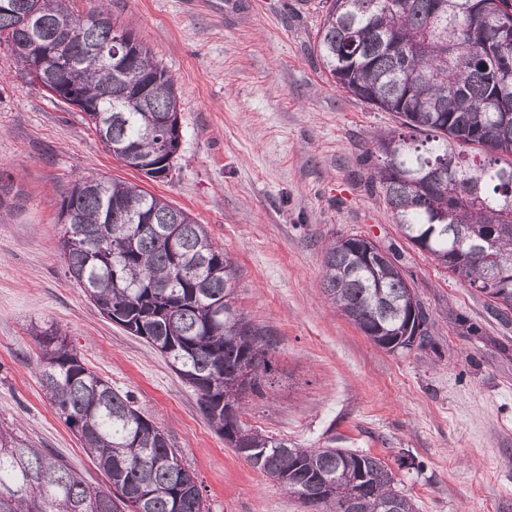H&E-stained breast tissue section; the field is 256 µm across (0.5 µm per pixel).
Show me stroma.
<instances>
[{"instance_id": "stroma-1", "label": "stroma", "mask_w": 512, "mask_h": 512, "mask_svg": "<svg viewBox=\"0 0 512 512\" xmlns=\"http://www.w3.org/2000/svg\"><path fill=\"white\" fill-rule=\"evenodd\" d=\"M117 27L175 82L181 146L150 181L104 148L79 109L29 82L0 47V423L104 477L46 399L31 328L66 334L87 367L131 395L195 470L209 512H308L209 425L196 392L65 275L58 202L80 177L142 186L204 224L238 268L236 306L279 339L248 427L389 464L416 512H512V320L401 235L367 186L373 133L395 125L336 86L316 42L325 0H109ZM359 235L404 255L435 347L389 353L321 291L328 240ZM478 324L468 335L457 315Z\"/></svg>"}]
</instances>
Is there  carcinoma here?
I'll use <instances>...</instances> for the list:
<instances>
[{"label":"carcinoma","mask_w":512,"mask_h":512,"mask_svg":"<svg viewBox=\"0 0 512 512\" xmlns=\"http://www.w3.org/2000/svg\"><path fill=\"white\" fill-rule=\"evenodd\" d=\"M315 50L343 91L398 118L372 136L379 185L401 235L512 313V0H326ZM508 31H503L504 25ZM128 39L114 58L112 41ZM0 44L30 82L78 107L109 153L168 177L181 131L173 78L98 6L8 0ZM140 86L127 104L131 83ZM65 274L106 319L145 340L199 396L224 442L313 512H415L389 465L349 448H304L240 420L271 385L278 341L234 307L238 269L204 225L134 183L79 178L61 198ZM361 236L324 247L322 290L388 352L432 343L434 322L402 255L367 259ZM50 403L109 481L0 426V512H208L195 470L127 395L52 328L33 332Z\"/></svg>","instance_id":"cac0c4a2"}]
</instances>
